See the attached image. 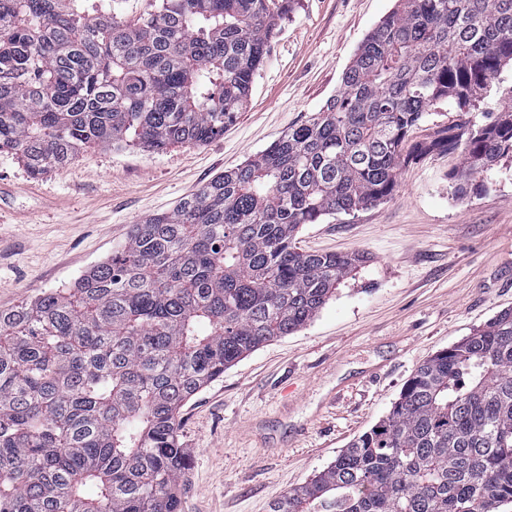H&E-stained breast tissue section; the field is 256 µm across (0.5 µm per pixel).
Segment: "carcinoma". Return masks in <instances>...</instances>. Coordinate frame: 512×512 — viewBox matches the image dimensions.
Segmentation results:
<instances>
[{
    "mask_svg": "<svg viewBox=\"0 0 512 512\" xmlns=\"http://www.w3.org/2000/svg\"><path fill=\"white\" fill-rule=\"evenodd\" d=\"M0 0V152L41 175L89 148L201 145L246 107L295 0ZM512 0H397L304 124L72 286L0 311V512H183L177 418L261 345L304 327L366 262L299 229L390 198L428 152L455 196L512 156ZM453 124L410 140L431 107ZM512 503V308L419 365L374 428L271 512H499Z\"/></svg>",
    "mask_w": 512,
    "mask_h": 512,
    "instance_id": "carcinoma-1",
    "label": "carcinoma"
}]
</instances>
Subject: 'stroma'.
I'll use <instances>...</instances> for the list:
<instances>
[{
    "label": "stroma",
    "instance_id": "stroma-1",
    "mask_svg": "<svg viewBox=\"0 0 512 512\" xmlns=\"http://www.w3.org/2000/svg\"><path fill=\"white\" fill-rule=\"evenodd\" d=\"M394 7L296 0L246 108L206 144L90 148L39 176L1 152L0 310L69 286L111 257L133 224L172 211L305 123ZM459 161L425 155L383 203L303 226L300 250L368 260L305 327L263 344L185 403L178 434L192 463L183 512H269L382 419L417 366L512 308V157L463 199L448 178Z\"/></svg>",
    "mask_w": 512,
    "mask_h": 512
}]
</instances>
